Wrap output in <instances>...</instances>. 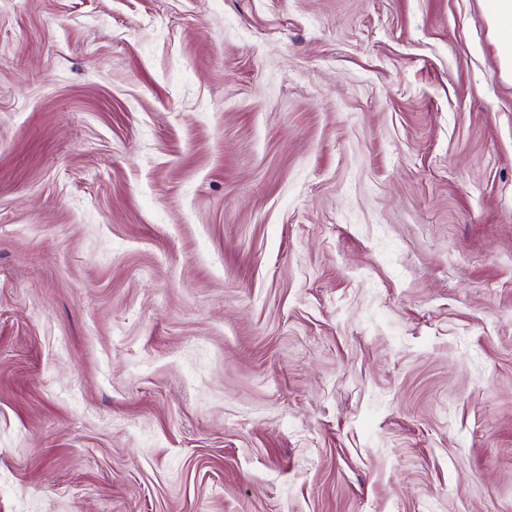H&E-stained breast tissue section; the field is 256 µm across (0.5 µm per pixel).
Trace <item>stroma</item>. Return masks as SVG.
<instances>
[{
    "mask_svg": "<svg viewBox=\"0 0 512 512\" xmlns=\"http://www.w3.org/2000/svg\"><path fill=\"white\" fill-rule=\"evenodd\" d=\"M491 0H0V512H512Z\"/></svg>",
    "mask_w": 512,
    "mask_h": 512,
    "instance_id": "35a3bbf8",
    "label": "stroma"
}]
</instances>
